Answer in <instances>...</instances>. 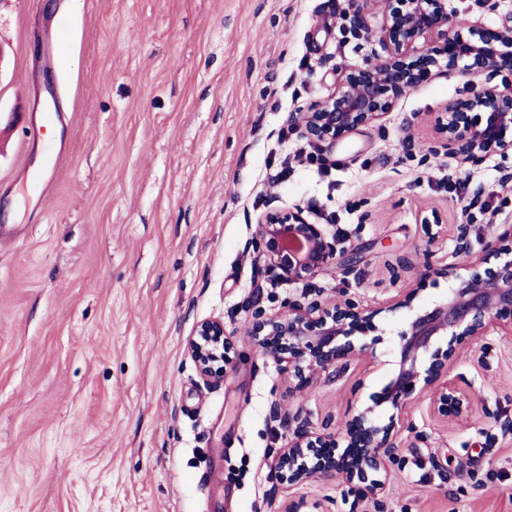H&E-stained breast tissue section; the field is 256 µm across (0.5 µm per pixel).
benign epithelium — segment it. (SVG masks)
Returning a JSON list of instances; mask_svg holds the SVG:
<instances>
[{"label": "benign epithelium", "instance_id": "obj_1", "mask_svg": "<svg viewBox=\"0 0 512 512\" xmlns=\"http://www.w3.org/2000/svg\"><path fill=\"white\" fill-rule=\"evenodd\" d=\"M370 15L380 18L375 28L367 24ZM348 19L358 35L378 40L386 56L346 74L336 93L306 111L291 113L292 124L305 140L336 145L354 130L379 121L398 97L431 74V68L444 67L470 78L467 95L445 108L441 130L448 149L470 166L492 152L504 160L512 158V139L505 137L512 128V84L501 88L477 80L483 74L512 72V25L495 32L475 25L463 28L448 15L444 0H352ZM434 36L443 37L442 49H423L422 43ZM245 249L259 269L306 288L323 273H345L360 260L355 253L338 252L336 235L327 225L311 222L301 208L268 210L254 225ZM456 253L462 257L456 264H426L427 272L452 280L453 286L445 301L416 311L399 332L396 377L346 422L345 453L330 452L336 440L315 432L308 418L276 400L271 403L269 418L284 429L285 441L275 457L277 481L297 484L336 475L353 486L360 503L375 504L386 486L388 463L397 456V414L425 395L431 396L440 420L455 419L467 410V394L448 380V364L456 357L458 338L480 343L501 316L512 315V256L503 258L492 276H482L471 261L464 227ZM378 314L350 299L330 308L315 299H295L275 314L254 309L250 336L257 354L278 364L288 391L302 393L322 373L368 349L365 327ZM187 351L206 383L220 382L234 367L233 334L220 317L197 323ZM384 410L391 412L386 422ZM355 480L360 486L353 485Z\"/></svg>", "mask_w": 512, "mask_h": 512}]
</instances>
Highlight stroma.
Returning <instances> with one entry per match:
<instances>
[{
	"label": "stroma",
	"instance_id": "35a3bbf8",
	"mask_svg": "<svg viewBox=\"0 0 512 512\" xmlns=\"http://www.w3.org/2000/svg\"><path fill=\"white\" fill-rule=\"evenodd\" d=\"M447 9L490 31L512 23V0ZM346 13L345 0H0V224L17 230L0 239V512H353L337 476L276 485L284 439L269 406L341 437L394 373L400 300L446 299L448 280L424 269L454 262L457 226L482 275L512 251L487 231L512 224V182L499 155L463 167L444 148L438 117L468 79L443 69L323 148L327 169L297 159L289 113L384 53ZM54 98L65 125L31 143V113ZM457 181L484 190L474 218L445 189ZM294 206L335 218L338 249L361 251L314 286L325 304L374 310L379 333L301 395L248 327L303 287L257 274L244 253L265 211ZM210 317L238 352L212 386L186 350ZM457 353L448 376L468 413L444 422L429 398L406 406L376 512H512V330Z\"/></svg>",
	"mask_w": 512,
	"mask_h": 512
}]
</instances>
